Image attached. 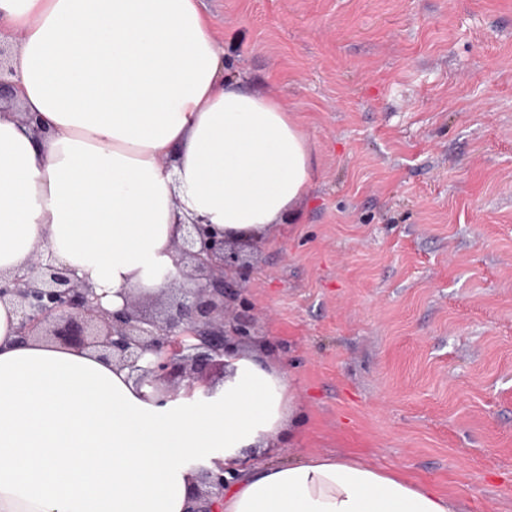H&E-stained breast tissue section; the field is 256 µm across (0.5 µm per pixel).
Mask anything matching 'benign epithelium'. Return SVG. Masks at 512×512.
Segmentation results:
<instances>
[{
    "mask_svg": "<svg viewBox=\"0 0 512 512\" xmlns=\"http://www.w3.org/2000/svg\"><path fill=\"white\" fill-rule=\"evenodd\" d=\"M9 52L0 44V101L16 94L15 83L5 79ZM174 268L156 272L160 294L124 295L123 308L103 305L107 293L77 277L75 271L53 258L52 251H36L24 265L0 275V301L20 309L18 336L40 338L61 347L91 350L152 387L157 401L166 402L179 389L192 396L226 373L225 359L239 345L255 338V324L244 305L254 272L239 244L210 224L184 225L173 244ZM197 490L186 512H223L224 464L209 467L196 460Z\"/></svg>",
    "mask_w": 512,
    "mask_h": 512,
    "instance_id": "obj_1",
    "label": "benign epithelium"
}]
</instances>
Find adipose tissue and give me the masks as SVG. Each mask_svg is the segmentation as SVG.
<instances>
[{"instance_id": "1", "label": "adipose tissue", "mask_w": 512, "mask_h": 512, "mask_svg": "<svg viewBox=\"0 0 512 512\" xmlns=\"http://www.w3.org/2000/svg\"><path fill=\"white\" fill-rule=\"evenodd\" d=\"M31 138L0 113V273L51 249L114 292L157 293L184 224L271 230L311 186V145L275 97L225 74L199 0H0ZM0 303V512H185L190 457L237 479L223 512H460L388 469L308 453L242 464L296 414L286 374L232 358L208 402L157 404L128 369L18 337Z\"/></svg>"}]
</instances>
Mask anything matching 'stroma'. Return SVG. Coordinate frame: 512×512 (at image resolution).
<instances>
[{"mask_svg":"<svg viewBox=\"0 0 512 512\" xmlns=\"http://www.w3.org/2000/svg\"><path fill=\"white\" fill-rule=\"evenodd\" d=\"M201 4L312 146L249 283L248 350L298 390L260 464L357 456L512 512V0Z\"/></svg>","mask_w":512,"mask_h":512,"instance_id":"1","label":"stroma"}]
</instances>
